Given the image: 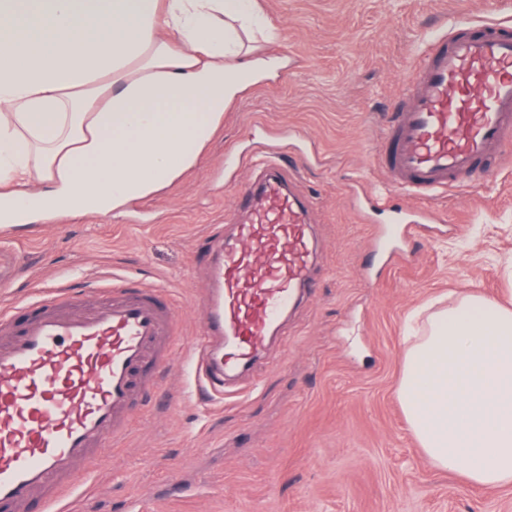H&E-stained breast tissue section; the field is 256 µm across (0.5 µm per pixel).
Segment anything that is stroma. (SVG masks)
<instances>
[{"mask_svg":"<svg viewBox=\"0 0 512 512\" xmlns=\"http://www.w3.org/2000/svg\"><path fill=\"white\" fill-rule=\"evenodd\" d=\"M280 32L262 51L277 76L246 88L198 163L120 218L61 216L0 226V301L27 284L129 278L163 286L181 306L184 349L199 325L205 273L198 237L221 223L251 180L238 163L277 131L298 132L315 154L286 167L315 199V288L272 346L223 403L192 393L174 365L109 460L86 485L93 512H125L144 494L146 512H512V488L473 487L427 462L396 398L406 321L431 301L465 290L512 300V165L441 195L446 221L403 242L385 266L346 196L361 180L393 195L369 160V135L390 119L402 79L428 40L456 17L512 22V0H258ZM198 487L172 495L173 487Z\"/></svg>","mask_w":512,"mask_h":512,"instance_id":"stroma-1","label":"stroma"}]
</instances>
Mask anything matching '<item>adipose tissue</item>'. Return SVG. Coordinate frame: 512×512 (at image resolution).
Masks as SVG:
<instances>
[{"mask_svg":"<svg viewBox=\"0 0 512 512\" xmlns=\"http://www.w3.org/2000/svg\"><path fill=\"white\" fill-rule=\"evenodd\" d=\"M256 0H0V208L10 223L119 212L193 167L274 61ZM428 463L512 487V308L431 312L397 390Z\"/></svg>","mask_w":512,"mask_h":512,"instance_id":"adipose-tissue-1","label":"adipose tissue"}]
</instances>
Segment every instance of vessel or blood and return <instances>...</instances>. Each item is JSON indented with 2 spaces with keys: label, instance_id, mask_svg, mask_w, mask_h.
Wrapping results in <instances>:
<instances>
[{
  "label": "vessel or blood",
  "instance_id": "b4317fda",
  "mask_svg": "<svg viewBox=\"0 0 512 512\" xmlns=\"http://www.w3.org/2000/svg\"><path fill=\"white\" fill-rule=\"evenodd\" d=\"M394 118L372 161L414 199L396 207L372 244L390 264L401 240L439 223L433 201L464 186L489 159L512 161V25L460 18L434 38L402 84ZM262 143L249 163L255 177L239 190L224 221L198 250L207 270L197 335L184 351L195 383L223 398L229 376L265 350L301 291L312 284V203L284 168L288 141ZM181 313L163 288L122 279L91 297L56 288L0 313V512L34 496L42 512L83 480L124 436L173 364L171 338Z\"/></svg>",
  "mask_w": 512,
  "mask_h": 512
}]
</instances>
